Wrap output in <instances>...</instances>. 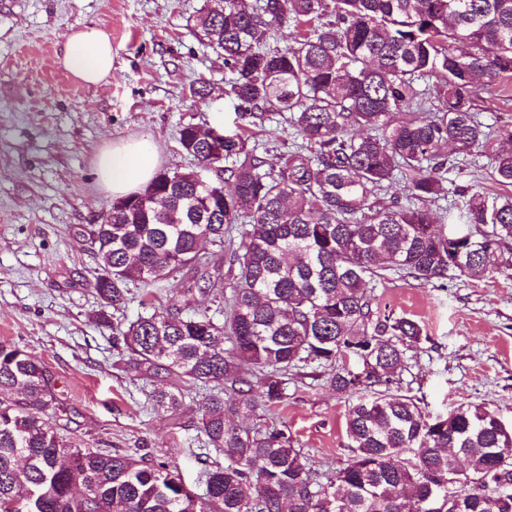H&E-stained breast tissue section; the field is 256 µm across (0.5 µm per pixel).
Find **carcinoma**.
Here are the masks:
<instances>
[{
  "mask_svg": "<svg viewBox=\"0 0 512 512\" xmlns=\"http://www.w3.org/2000/svg\"><path fill=\"white\" fill-rule=\"evenodd\" d=\"M298 29L286 49L271 31ZM196 36L229 72L241 119L289 114L295 149L266 168L247 139L224 132V197L195 170L160 172L112 202L89 240L100 269L99 324L127 301L130 285L188 270L184 295L230 288L216 323L177 304L113 333L114 347L145 372L211 388L198 421L224 465L207 471L201 496L174 461L77 448L51 430L56 403L41 362L0 342V512H512V427L479 407L427 416L391 390L414 320L380 315L368 286L397 274L419 285L452 277H512V196L461 198L466 238L452 246L432 204L448 196L454 160L486 156L512 186V127L490 130L473 98L512 75V0H207ZM437 77L434 103L418 81ZM207 131L180 130V145L211 163ZM402 183L389 199L377 190ZM245 224L229 283L211 275L204 240L224 243ZM352 358L355 368L341 362ZM330 371L355 398L346 420L353 456L319 482L309 459L275 425L254 431L235 418L285 396L288 369ZM376 385V397L362 392ZM175 413L185 392L152 394ZM464 462L453 492L448 472Z\"/></svg>",
  "mask_w": 512,
  "mask_h": 512,
  "instance_id": "carcinoma-1",
  "label": "carcinoma"
}]
</instances>
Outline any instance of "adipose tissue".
<instances>
[{"mask_svg": "<svg viewBox=\"0 0 512 512\" xmlns=\"http://www.w3.org/2000/svg\"><path fill=\"white\" fill-rule=\"evenodd\" d=\"M59 62L77 82L101 86L112 76V35L107 30L77 29L62 43ZM158 166L156 152L146 143L124 141L101 152L95 163L100 186L120 198L145 188Z\"/></svg>", "mask_w": 512, "mask_h": 512, "instance_id": "ef3b65f1", "label": "adipose tissue"}]
</instances>
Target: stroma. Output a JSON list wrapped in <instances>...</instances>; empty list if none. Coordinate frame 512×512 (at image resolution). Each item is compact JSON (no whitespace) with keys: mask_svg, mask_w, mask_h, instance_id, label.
<instances>
[{"mask_svg":"<svg viewBox=\"0 0 512 512\" xmlns=\"http://www.w3.org/2000/svg\"><path fill=\"white\" fill-rule=\"evenodd\" d=\"M205 0H0V341L41 361L66 416L48 417L77 446L176 461L186 485L205 489V472L223 463L204 448L197 422L207 391L188 387L176 413L154 410L162 377L141 374L112 346L114 323L129 324L183 297L179 273L126 304L108 308L98 325V266L90 225L112 202L97 183V154L112 142L153 144L160 170H188L196 160L179 143L183 125L233 128L236 102L224 62L194 35ZM107 29L112 79L86 86L68 76L57 55L67 33ZM206 99L191 97L197 79ZM491 129L512 126V78L482 89L473 102ZM249 146L278 164L295 140L272 116L242 129ZM384 313L416 320L424 330L399 378L402 393L430 415L479 405L512 424V277L449 279L420 286L396 276L372 284ZM351 401L328 383L327 370H289L285 397L258 409L250 427L277 425L324 480L352 455L345 433Z\"/></svg>","mask_w":512,"mask_h":512,"instance_id":"35a3bbf8","label":"stroma"}]
</instances>
